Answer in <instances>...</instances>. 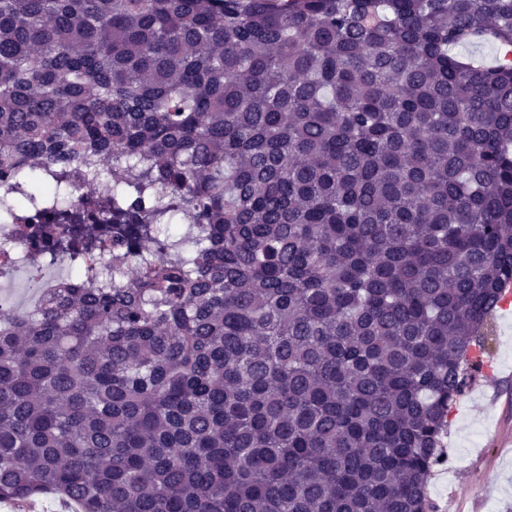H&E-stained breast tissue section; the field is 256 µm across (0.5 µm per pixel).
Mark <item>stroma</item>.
Listing matches in <instances>:
<instances>
[{
	"instance_id": "1",
	"label": "stroma",
	"mask_w": 512,
	"mask_h": 512,
	"mask_svg": "<svg viewBox=\"0 0 512 512\" xmlns=\"http://www.w3.org/2000/svg\"><path fill=\"white\" fill-rule=\"evenodd\" d=\"M435 512H512V307L490 323L484 368L451 415Z\"/></svg>"
}]
</instances>
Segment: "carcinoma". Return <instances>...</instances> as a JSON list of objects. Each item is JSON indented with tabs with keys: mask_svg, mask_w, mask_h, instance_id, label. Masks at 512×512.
<instances>
[{
	"mask_svg": "<svg viewBox=\"0 0 512 512\" xmlns=\"http://www.w3.org/2000/svg\"><path fill=\"white\" fill-rule=\"evenodd\" d=\"M512 0H0V216L112 283L0 309V503L433 512L512 279ZM194 224L186 254L158 239ZM454 52L474 58L485 65L495 64L500 53L496 45L492 43L456 47ZM110 227L105 246L98 247L96 244H90L85 253L86 264L96 267L101 275L112 273V225Z\"/></svg>",
	"mask_w": 512,
	"mask_h": 512,
	"instance_id": "obj_1",
	"label": "carcinoma"
}]
</instances>
